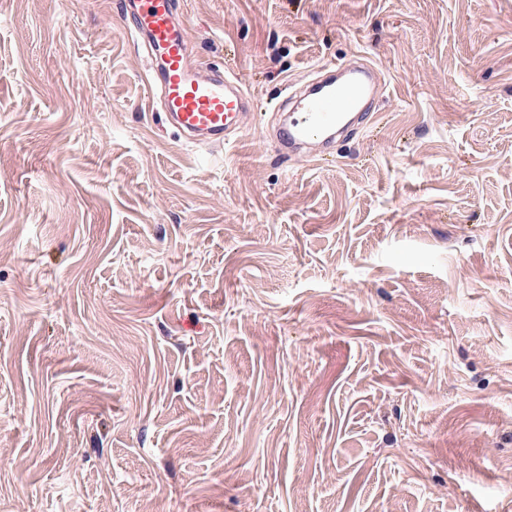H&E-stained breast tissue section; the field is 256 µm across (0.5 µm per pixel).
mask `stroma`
<instances>
[{
  "label": "stroma",
  "mask_w": 512,
  "mask_h": 512,
  "mask_svg": "<svg viewBox=\"0 0 512 512\" xmlns=\"http://www.w3.org/2000/svg\"><path fill=\"white\" fill-rule=\"evenodd\" d=\"M181 2L254 101L206 167L118 0H0V512H512V0ZM328 76L307 86L294 112L279 126L276 139L285 156L312 142L334 147L336 139L363 124L380 95L372 90L378 70L371 65L346 67L327 63ZM342 76L340 79L336 78Z\"/></svg>",
  "instance_id": "stroma-1"
}]
</instances>
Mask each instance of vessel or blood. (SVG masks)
I'll return each mask as SVG.
<instances>
[{
	"label": "vessel or blood",
	"instance_id": "1",
	"mask_svg": "<svg viewBox=\"0 0 512 512\" xmlns=\"http://www.w3.org/2000/svg\"><path fill=\"white\" fill-rule=\"evenodd\" d=\"M121 11L157 65L150 86L166 121L185 141L206 150L229 144L241 133L250 107L242 79L218 68L205 75L191 65L189 31L176 0H122ZM324 70L325 78L307 86L277 130L283 154L312 142L334 147L378 100L375 67L328 63Z\"/></svg>",
	"mask_w": 512,
	"mask_h": 512
}]
</instances>
